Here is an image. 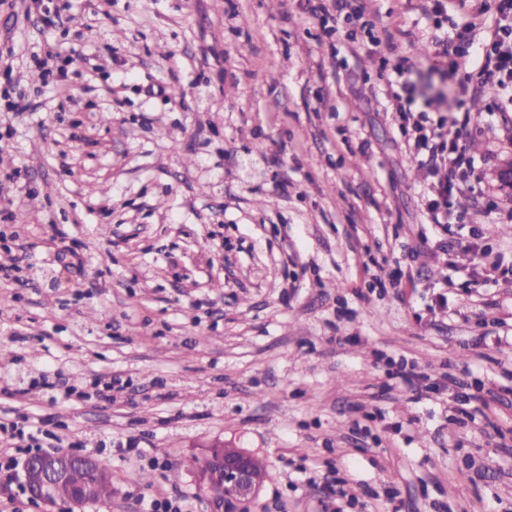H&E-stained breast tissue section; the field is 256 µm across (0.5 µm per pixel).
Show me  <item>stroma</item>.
<instances>
[{"instance_id": "obj_1", "label": "stroma", "mask_w": 512, "mask_h": 512, "mask_svg": "<svg viewBox=\"0 0 512 512\" xmlns=\"http://www.w3.org/2000/svg\"><path fill=\"white\" fill-rule=\"evenodd\" d=\"M53 4L51 26L0 5V90H30L21 120L0 97V175L20 174L0 234L37 253L0 284V421L95 453L99 512H142L147 490L211 512L196 460L216 444L265 467L248 512H325L333 468L344 512H512V275L457 245L475 228L512 253V111L435 55L421 0L365 16L397 32L417 93L447 97L474 160L445 230L384 97L397 74L348 49L361 22L314 20L315 0ZM49 51L97 66L71 99L40 89ZM59 230L82 270L61 269ZM403 361L433 390L389 378Z\"/></svg>"}]
</instances>
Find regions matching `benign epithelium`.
<instances>
[{"label":"benign epithelium","mask_w":512,"mask_h":512,"mask_svg":"<svg viewBox=\"0 0 512 512\" xmlns=\"http://www.w3.org/2000/svg\"><path fill=\"white\" fill-rule=\"evenodd\" d=\"M256 458L247 453L226 456L214 472L199 468V478L205 494L212 501L220 499L247 502L257 497L260 485L256 481ZM73 466L102 471L98 458L90 453L63 452L55 456L43 453L30 455L24 465V484L29 496L38 502H49L60 492L68 470Z\"/></svg>","instance_id":"7a95c632"}]
</instances>
